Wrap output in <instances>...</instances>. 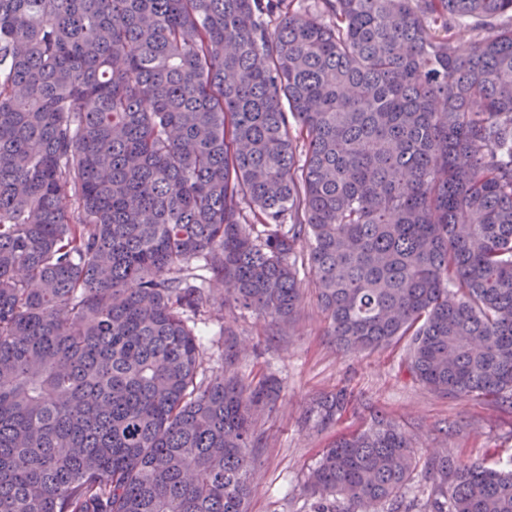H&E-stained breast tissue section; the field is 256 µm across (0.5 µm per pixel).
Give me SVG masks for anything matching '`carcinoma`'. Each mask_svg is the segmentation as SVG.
Segmentation results:
<instances>
[{"label": "carcinoma", "instance_id": "1", "mask_svg": "<svg viewBox=\"0 0 512 512\" xmlns=\"http://www.w3.org/2000/svg\"><path fill=\"white\" fill-rule=\"evenodd\" d=\"M305 269L343 348L512 403V0H0V512H247L279 382L196 325L214 281L281 330ZM417 468L376 418L314 512H410ZM424 479L512 512V468Z\"/></svg>", "mask_w": 512, "mask_h": 512}]
</instances>
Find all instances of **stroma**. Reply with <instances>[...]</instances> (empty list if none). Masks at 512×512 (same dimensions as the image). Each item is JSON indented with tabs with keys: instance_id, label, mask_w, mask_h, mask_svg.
Returning <instances> with one entry per match:
<instances>
[{
	"instance_id": "stroma-1",
	"label": "stroma",
	"mask_w": 512,
	"mask_h": 512,
	"mask_svg": "<svg viewBox=\"0 0 512 512\" xmlns=\"http://www.w3.org/2000/svg\"><path fill=\"white\" fill-rule=\"evenodd\" d=\"M293 327L278 333L267 319L225 308L200 325L203 362L222 371L221 326L235 332V372L244 380L275 376L280 395L259 413L262 446L250 473L248 512H313L308 476L323 448L342 434L368 426L372 414L393 419L412 437L420 459L449 455L488 467L512 465V405L491 397L466 399L432 391L406 370L403 344L346 354L325 330L312 278ZM346 389L350 403L329 425L308 417L314 400Z\"/></svg>"
}]
</instances>
